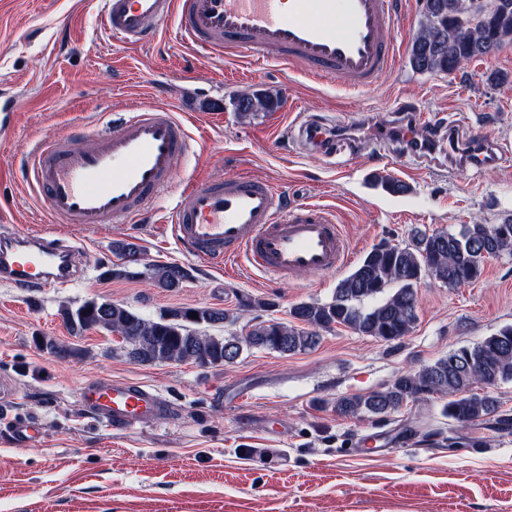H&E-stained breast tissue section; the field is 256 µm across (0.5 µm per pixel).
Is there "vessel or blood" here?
<instances>
[{"label": "vessel or blood", "instance_id": "1", "mask_svg": "<svg viewBox=\"0 0 512 512\" xmlns=\"http://www.w3.org/2000/svg\"><path fill=\"white\" fill-rule=\"evenodd\" d=\"M395 0H103L100 22L127 47L154 41L174 21L181 39L200 54H252L316 79L369 90L398 62ZM420 113L401 131L374 123L376 140L415 143ZM84 148L39 142L22 178L61 224L141 222L169 186L175 161L191 149L184 125L160 104H144L116 128L86 135ZM175 242L196 260L223 267L245 260L274 278L336 273L348 251L325 206L291 203L276 186L246 174L221 180L192 175L167 218ZM0 278L18 288L74 280L70 247L9 225L0 235ZM85 408L108 426L126 429L165 411L143 385L98 379L84 385Z\"/></svg>", "mask_w": 512, "mask_h": 512}]
</instances>
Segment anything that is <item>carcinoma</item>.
Wrapping results in <instances>:
<instances>
[{
  "label": "carcinoma",
  "instance_id": "obj_1",
  "mask_svg": "<svg viewBox=\"0 0 512 512\" xmlns=\"http://www.w3.org/2000/svg\"><path fill=\"white\" fill-rule=\"evenodd\" d=\"M477 3L482 11L479 28L463 32L462 0H419L421 23L409 46V63L420 72L454 74L474 59L490 56L512 42V0ZM277 100L269 95H245L237 100L240 112L269 111ZM496 252L512 248V218L500 224H465L454 234L417 231L408 245L379 244L336 285L329 303L301 302L289 310L290 320L256 322L244 337L215 336L204 326L222 324L229 314L216 308L171 309L156 319L114 303L88 300L75 309L62 310L63 321L78 333L104 329L125 336L131 360L142 364L192 362L219 366L235 362L243 347L292 355L313 348L320 331L344 326L385 342L408 335L417 320L416 288L426 277L450 288L472 283L482 275L484 248ZM112 251L123 259L107 274L125 279L134 272L135 244L117 240ZM187 272L179 265H155L150 278L160 288L181 287ZM197 316H192V313ZM512 382V324L472 345L463 346L434 363L397 376L384 390L345 396L336 410L345 416H385L409 402L445 393L454 396L443 409L460 430L495 416L499 401L490 390ZM486 392L480 394L474 387Z\"/></svg>",
  "mask_w": 512,
  "mask_h": 512
}]
</instances>
